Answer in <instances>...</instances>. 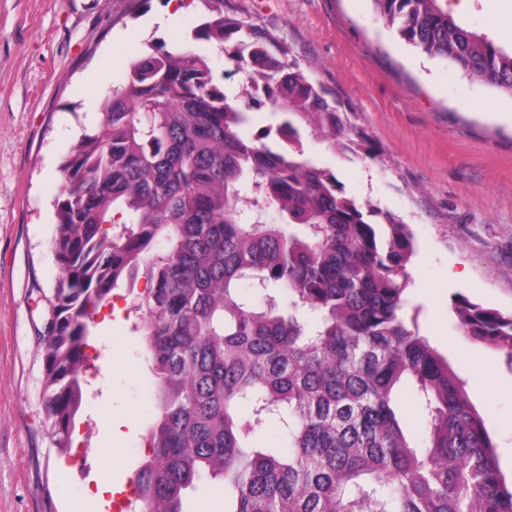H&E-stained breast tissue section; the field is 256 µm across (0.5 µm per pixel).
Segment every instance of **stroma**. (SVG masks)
I'll return each mask as SVG.
<instances>
[{"instance_id": "stroma-1", "label": "stroma", "mask_w": 512, "mask_h": 512, "mask_svg": "<svg viewBox=\"0 0 512 512\" xmlns=\"http://www.w3.org/2000/svg\"><path fill=\"white\" fill-rule=\"evenodd\" d=\"M0 0V512H67L71 496L120 487L101 512H116L146 450L155 405L131 299L87 349V375L73 447L60 453L44 410V334L58 270L51 253L60 167L102 101L125 77L130 50L154 44L208 54L227 88L241 79L223 54L193 43L207 12L184 0ZM449 12L512 47V0H469ZM224 12L269 33L342 102L377 146L373 159L343 161L314 140L309 153L348 193L409 224L406 318L447 358L493 439L512 481V365L463 336L454 300L512 312V96L463 77L406 44L371 0H224ZM466 276L451 279L450 271ZM492 373H485L484 365ZM123 421L124 452L106 470L94 451L112 445Z\"/></svg>"}]
</instances>
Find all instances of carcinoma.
Returning <instances> with one entry per match:
<instances>
[{
  "instance_id": "cac0c4a2",
  "label": "carcinoma",
  "mask_w": 512,
  "mask_h": 512,
  "mask_svg": "<svg viewBox=\"0 0 512 512\" xmlns=\"http://www.w3.org/2000/svg\"><path fill=\"white\" fill-rule=\"evenodd\" d=\"M204 2L192 39L224 52L246 88H224L194 50L151 45L61 166L44 354L54 446H73L89 338L123 289L155 379L140 512H184L204 479L224 484V512H512L463 384L406 323L412 232L303 143L353 161L372 157L367 135L284 47ZM373 3L408 45L512 96V48L448 0ZM258 109L276 124L251 136ZM454 311L464 336L512 364V314L463 296ZM404 394L424 420L417 439ZM262 416L288 452L259 444Z\"/></svg>"
}]
</instances>
